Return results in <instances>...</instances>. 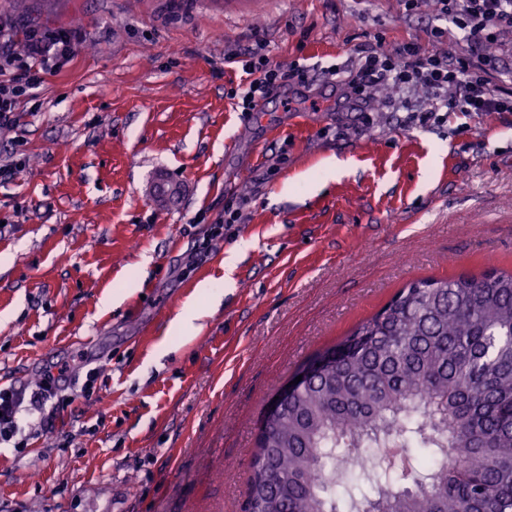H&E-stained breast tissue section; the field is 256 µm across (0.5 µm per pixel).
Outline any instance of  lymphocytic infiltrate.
<instances>
[{
	"mask_svg": "<svg viewBox=\"0 0 512 512\" xmlns=\"http://www.w3.org/2000/svg\"><path fill=\"white\" fill-rule=\"evenodd\" d=\"M437 14L452 23L462 34L466 48L461 52L442 50L445 29L433 27L428 45L409 41L392 49L382 43L362 44L357 61L347 67L332 65L324 73L351 90L360 100L370 90L383 87L395 91L424 88L426 104L408 112L410 125L441 123L448 112H512V79H500V60L488 53L496 44L512 52V0H436ZM73 33L62 30L51 38L30 33L27 57L41 71H55L72 52ZM13 34L0 25V128L9 127L14 119L17 100L24 88H36L37 79H23L16 74ZM268 44L263 34H255L253 43L244 49H230L224 54L228 65L240 66L248 81L242 98L243 111L252 110L256 99L271 95L294 83L319 77L317 67L297 62L271 64ZM67 366L46 372L28 388L7 387L0 390V444L11 442L19 429L17 414L22 404H29L38 414L42 432H54L61 411L73 402L59 386L66 378Z\"/></svg>",
	"mask_w": 512,
	"mask_h": 512,
	"instance_id": "1",
	"label": "lymphocytic infiltrate"
}]
</instances>
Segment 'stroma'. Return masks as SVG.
Returning a JSON list of instances; mask_svg holds the SVG:
<instances>
[{
    "mask_svg": "<svg viewBox=\"0 0 512 512\" xmlns=\"http://www.w3.org/2000/svg\"><path fill=\"white\" fill-rule=\"evenodd\" d=\"M0 18L20 58L30 31L78 35L0 129L17 167L0 183V387L98 370L91 398L65 386L55 433L0 447V512H242L263 414L316 355L412 280L512 270V112L410 127L424 91L378 90L368 126L325 77L246 112L224 64L258 29L271 62L340 64L377 36L426 42L434 11L0 0ZM189 302L195 331L169 334Z\"/></svg>",
    "mask_w": 512,
    "mask_h": 512,
    "instance_id": "obj_1",
    "label": "stroma"
}]
</instances>
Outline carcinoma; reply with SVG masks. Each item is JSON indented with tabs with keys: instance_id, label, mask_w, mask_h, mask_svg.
<instances>
[{
	"instance_id": "carcinoma-1",
	"label": "carcinoma",
	"mask_w": 512,
	"mask_h": 512,
	"mask_svg": "<svg viewBox=\"0 0 512 512\" xmlns=\"http://www.w3.org/2000/svg\"><path fill=\"white\" fill-rule=\"evenodd\" d=\"M344 343L261 423L245 512H512V271L411 281Z\"/></svg>"
}]
</instances>
